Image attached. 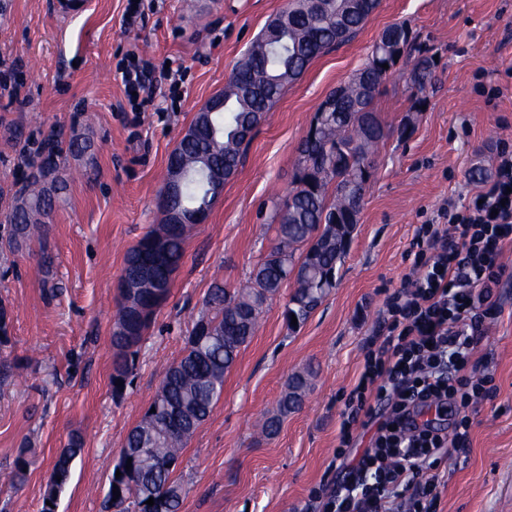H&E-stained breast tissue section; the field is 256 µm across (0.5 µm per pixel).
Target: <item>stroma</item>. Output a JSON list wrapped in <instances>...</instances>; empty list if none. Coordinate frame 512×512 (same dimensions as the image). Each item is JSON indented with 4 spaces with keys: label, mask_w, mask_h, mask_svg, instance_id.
<instances>
[{
    "label": "stroma",
    "mask_w": 512,
    "mask_h": 512,
    "mask_svg": "<svg viewBox=\"0 0 512 512\" xmlns=\"http://www.w3.org/2000/svg\"><path fill=\"white\" fill-rule=\"evenodd\" d=\"M79 2L66 17L57 0H0V239L6 204L31 176L19 154L56 134L89 145L84 156L60 158L66 189L43 235L19 251L0 242V303L11 318V344L0 349L10 366L0 378V512H41L51 465L74 434L82 452L57 512H106L124 438L183 355L208 290L218 280L245 282L274 245L273 201L294 181L317 107L364 66L391 24H405L436 59L418 95L407 89L403 61L380 84L375 110L387 136L336 287L295 330L283 317L293 286L281 288L175 473L180 512H305L311 491L336 483L340 414L364 349L383 334L384 303L410 269L416 227L444 198L468 203L480 188L471 171L492 174L497 148L512 147V0H380L352 40L286 87L207 222L189 232L119 397L111 336L126 252L162 220L167 159L182 132L286 0H152L130 33L127 0ZM134 44L182 67V82L165 92L172 110L133 112L117 68ZM493 86L502 97L488 96ZM46 255L53 294L43 284ZM484 347L497 392L470 410L468 450L441 460L436 512H512V283ZM309 367L316 375L303 407L277 435L259 437L257 420L276 413L289 376ZM25 442L36 463L17 485L13 461Z\"/></svg>",
    "instance_id": "35a3bbf8"
}]
</instances>
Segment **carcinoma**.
Returning <instances> with one entry per match:
<instances>
[{
	"mask_svg": "<svg viewBox=\"0 0 512 512\" xmlns=\"http://www.w3.org/2000/svg\"><path fill=\"white\" fill-rule=\"evenodd\" d=\"M366 7L350 14L343 26L336 15L344 10L346 0H331L330 11L314 20L305 8L306 0H296L288 10V36L269 43L271 51L248 54L237 62L224 86V111L211 116L216 137L205 130L192 139L179 141L169 154L167 167L188 165L200 155H207L214 165L237 170L247 140L238 138L236 130L245 123L257 129L283 90L300 78L310 63L331 46L348 42L379 6V0H365ZM392 32L402 38L403 47L411 42L409 29L402 24L386 27L375 41L365 66L343 86L336 110L307 134L300 146L302 167L296 180L276 203L274 219L277 244L256 267L250 281L229 289L220 283L210 288L205 299L207 314L194 324L196 334L202 321L215 324L217 338L206 340L201 347L184 352L170 364L161 385L140 421L124 440L129 452L119 456L115 467L126 462L142 470L143 482L135 490L115 487L111 476L106 505L114 512H155L146 504L149 498L166 505L165 512H180L182 487L174 479L181 457L195 431L210 416L224 390V376L234 365L243 346L255 335L263 309L280 292L290 275L294 291L285 307L284 319L304 324L317 306L336 287V267L346 256L347 226L358 223L361 203L373 176L372 156L386 137L385 128L373 104L379 86L388 73L378 57L381 43ZM433 61L420 55L408 73L411 89L421 91L431 78ZM185 204L200 207L207 203L208 191L195 178L182 185ZM53 209V201L43 198L38 182L31 181L24 194L17 197L7 213L11 222L9 242L19 244L40 232ZM168 246L153 251L145 234L126 254L122 274L132 276L148 268L162 284L180 267L185 255L184 231L166 227ZM116 321L126 322L130 335H112V390L122 395L136 367L139 350H129L130 336L141 341L151 320L141 319L123 304ZM313 372L291 376L278 401L277 414L265 419L261 433L276 434L280 418L300 407L309 390ZM123 381L117 386L115 382ZM155 412H150V409ZM82 451L76 437L61 449L53 464L43 500H53L52 489L64 490L71 477L73 461ZM33 464V450L18 449L14 459V480L26 478ZM120 491L113 499V490Z\"/></svg>",
	"mask_w": 512,
	"mask_h": 512,
	"instance_id": "1",
	"label": "carcinoma"
}]
</instances>
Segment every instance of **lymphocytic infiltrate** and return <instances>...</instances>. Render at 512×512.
Returning a JSON list of instances; mask_svg holds the SVG:
<instances>
[{
    "instance_id": "obj_1",
    "label": "lymphocytic infiltrate",
    "mask_w": 512,
    "mask_h": 512,
    "mask_svg": "<svg viewBox=\"0 0 512 512\" xmlns=\"http://www.w3.org/2000/svg\"><path fill=\"white\" fill-rule=\"evenodd\" d=\"M181 78L135 48L121 70L136 111ZM511 250L512 150L502 148L492 181L467 207L445 201L437 220L415 230L412 271L385 301L386 334L365 351L341 416L338 476L323 512H435L439 463L469 448L468 410L495 390L482 339L512 280L503 261ZM360 431L369 441L359 451Z\"/></svg>"
}]
</instances>
